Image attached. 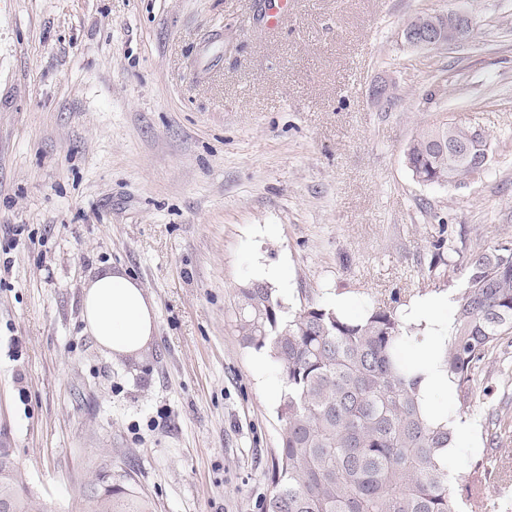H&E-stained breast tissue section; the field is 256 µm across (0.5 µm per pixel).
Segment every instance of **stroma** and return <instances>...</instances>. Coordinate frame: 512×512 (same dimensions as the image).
<instances>
[{
  "instance_id": "35a3bbf8",
  "label": "stroma",
  "mask_w": 512,
  "mask_h": 512,
  "mask_svg": "<svg viewBox=\"0 0 512 512\" xmlns=\"http://www.w3.org/2000/svg\"><path fill=\"white\" fill-rule=\"evenodd\" d=\"M454 5L294 0L271 31L267 0H0V444L48 512L103 466L154 512H262L280 379L240 343L236 288L279 268L285 305L358 319L455 295L470 255L512 245V0H464V42L401 37ZM443 118L489 135L482 177L414 179L405 150ZM108 269L156 309L135 356L85 330ZM509 369L505 345L471 397L456 497L512 418Z\"/></svg>"
}]
</instances>
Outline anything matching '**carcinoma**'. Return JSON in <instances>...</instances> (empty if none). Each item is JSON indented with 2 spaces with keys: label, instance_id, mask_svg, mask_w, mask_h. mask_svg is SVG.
I'll return each mask as SVG.
<instances>
[{
  "label": "carcinoma",
  "instance_id": "cac0c4a2",
  "mask_svg": "<svg viewBox=\"0 0 512 512\" xmlns=\"http://www.w3.org/2000/svg\"><path fill=\"white\" fill-rule=\"evenodd\" d=\"M490 151L484 131L440 120L410 142L405 162L420 183L456 185ZM464 269L443 353L460 418L472 414L469 398L487 357L512 335V247L475 254ZM234 312L243 347L265 352L283 383L263 512H485L482 486L461 501L450 493L442 453L453 434L433 423L422 376L400 357L411 335L397 311L373 307L350 321L317 303L294 310L267 283L250 280L237 288ZM15 490V512H45L25 475L0 460V496ZM81 512H152V505L127 474L106 490L93 481Z\"/></svg>",
  "mask_w": 512,
  "mask_h": 512
}]
</instances>
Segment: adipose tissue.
<instances>
[{"mask_svg":"<svg viewBox=\"0 0 512 512\" xmlns=\"http://www.w3.org/2000/svg\"><path fill=\"white\" fill-rule=\"evenodd\" d=\"M449 312V299L441 296L414 300L403 310L401 318L426 333L409 360L424 373L420 392L425 403L431 406L439 422L448 424L455 444L460 445L468 440L471 424L449 414L447 407L435 401L437 394L453 391L440 362L451 326ZM82 320L98 344L116 355L140 352L156 330V312L142 285L119 272L108 271L89 281L82 295Z\"/></svg>","mask_w":512,"mask_h":512,"instance_id":"ef3b65f1","label":"adipose tissue"}]
</instances>
